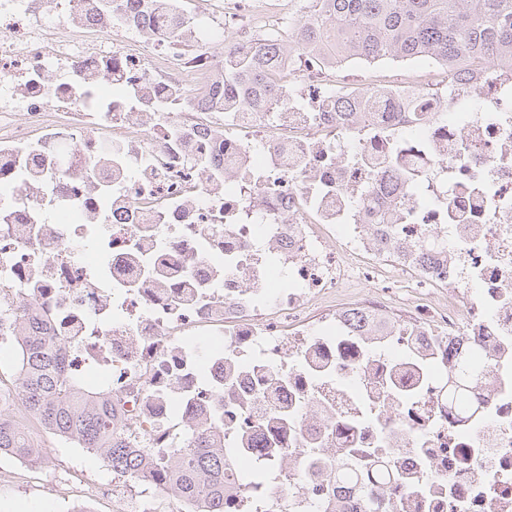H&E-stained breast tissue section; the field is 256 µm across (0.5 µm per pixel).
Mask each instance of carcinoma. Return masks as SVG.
<instances>
[{"label":"carcinoma","mask_w":512,"mask_h":512,"mask_svg":"<svg viewBox=\"0 0 512 512\" xmlns=\"http://www.w3.org/2000/svg\"><path fill=\"white\" fill-rule=\"evenodd\" d=\"M309 14L295 24L297 42L269 35L235 47L221 61L222 112L277 111L283 106L269 71L287 48L322 54L333 44L345 58L368 64L425 58L450 72L495 58L512 64V0H309ZM28 335L19 343L18 392L26 412L61 439L100 456L113 470L138 476L170 472L179 497L197 512H225V457L208 438H197L165 458L133 448L112 412L107 391L94 388L68 370L63 348L48 327L25 318ZM478 375L469 357L459 358L448 377V399L468 405L470 381ZM38 463L44 449L27 431L0 417V454Z\"/></svg>","instance_id":"carcinoma-1"}]
</instances>
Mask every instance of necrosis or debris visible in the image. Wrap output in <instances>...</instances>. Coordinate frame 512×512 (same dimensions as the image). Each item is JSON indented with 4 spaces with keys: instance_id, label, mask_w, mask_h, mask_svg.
<instances>
[{
    "instance_id": "1",
    "label": "necrosis or debris",
    "mask_w": 512,
    "mask_h": 512,
    "mask_svg": "<svg viewBox=\"0 0 512 512\" xmlns=\"http://www.w3.org/2000/svg\"><path fill=\"white\" fill-rule=\"evenodd\" d=\"M0 28V313L35 310L133 444L209 431L232 512H512V66L293 53L275 116L221 117L178 54L202 28L118 48L101 0H0ZM464 351L473 412L443 394ZM112 497L184 512L154 476Z\"/></svg>"
}]
</instances>
